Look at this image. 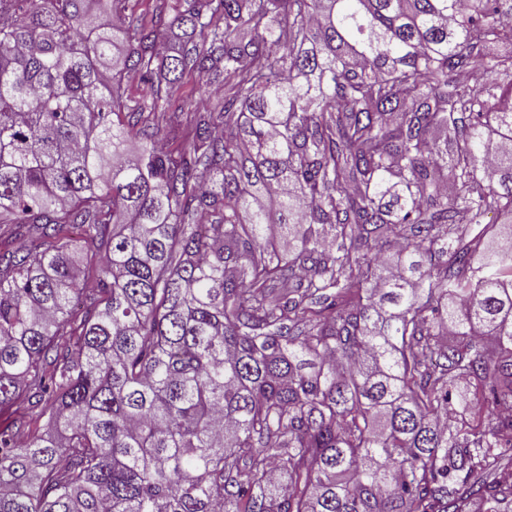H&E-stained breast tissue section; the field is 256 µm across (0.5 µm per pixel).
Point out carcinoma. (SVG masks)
<instances>
[{
  "label": "carcinoma",
  "mask_w": 512,
  "mask_h": 512,
  "mask_svg": "<svg viewBox=\"0 0 512 512\" xmlns=\"http://www.w3.org/2000/svg\"><path fill=\"white\" fill-rule=\"evenodd\" d=\"M136 4L0 0V512H512V0ZM181 4H184V0H142L138 2L137 7L133 11L126 13L122 20L125 26L131 28L139 27L143 19L146 16L152 14L162 17V28L166 32L167 41L172 48L188 49L191 48V44H185L181 30L177 26L168 28L170 21L178 14L182 9ZM178 35V39L175 42V36ZM188 85H194L196 89L195 99H204L210 110H219L223 103L224 90L220 85H210L206 82V78H200L197 73L188 74L185 78ZM218 89V91H216Z\"/></svg>",
  "instance_id": "1"
}]
</instances>
